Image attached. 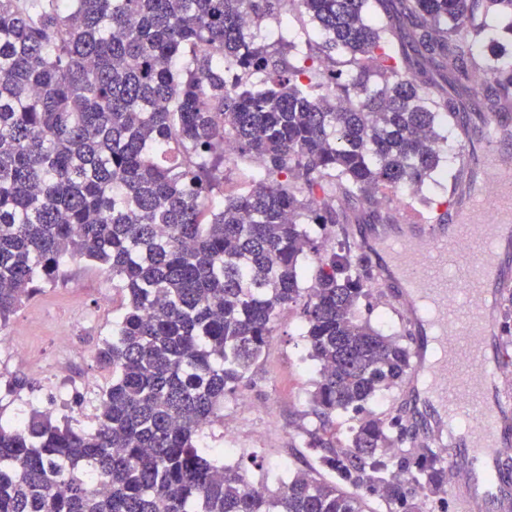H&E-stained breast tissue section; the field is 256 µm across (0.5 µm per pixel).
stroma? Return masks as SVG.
<instances>
[{"mask_svg": "<svg viewBox=\"0 0 512 512\" xmlns=\"http://www.w3.org/2000/svg\"><path fill=\"white\" fill-rule=\"evenodd\" d=\"M122 302L111 276L84 260L68 263L55 282L43 284L11 320L7 335L13 349L0 350V414L16 420L31 408H49L54 416L90 426L91 416L81 403L111 378L96 364L94 352L111 337ZM303 323L302 305L280 311L261 358L238 392L226 399L223 421L206 427L201 436L213 448L232 440L239 452L226 457V464L240 465L257 486L318 464L316 450L305 445V434L316 423L310 404L316 374ZM61 334L71 338L64 350L57 344ZM14 376L32 381L34 391L5 395V383Z\"/></svg>", "mask_w": 512, "mask_h": 512, "instance_id": "1", "label": "stroma"}]
</instances>
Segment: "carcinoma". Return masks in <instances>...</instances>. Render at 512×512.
I'll return each mask as SVG.
<instances>
[{"instance_id": "cac0c4a2", "label": "carcinoma", "mask_w": 512, "mask_h": 512, "mask_svg": "<svg viewBox=\"0 0 512 512\" xmlns=\"http://www.w3.org/2000/svg\"><path fill=\"white\" fill-rule=\"evenodd\" d=\"M384 2L0 0V333L74 260L126 294L96 350L112 380L91 426L0 419V512H366L358 488L417 512L408 485L444 486L432 449L414 467L383 454L406 429L366 405L406 380L412 351L359 316L362 256L313 248L310 225L340 223V198L422 191L478 70L489 107L512 104V0H399L415 61L369 16ZM290 11L319 39L246 28ZM434 68L450 88L426 93ZM229 142L260 166L226 192ZM300 300L318 365L306 445L350 490L315 468L257 488L199 441ZM349 412L343 449L327 426ZM88 470L105 489L75 476Z\"/></svg>"}]
</instances>
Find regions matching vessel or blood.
I'll return each instance as SVG.
<instances>
[{"label":"vessel or blood","mask_w":512,"mask_h":512,"mask_svg":"<svg viewBox=\"0 0 512 512\" xmlns=\"http://www.w3.org/2000/svg\"><path fill=\"white\" fill-rule=\"evenodd\" d=\"M467 179L448 208L421 222L395 210L350 222L414 340L408 419L447 449L448 494L465 512H512V401L502 397L512 349L498 341V293L512 286V141L504 114L462 124Z\"/></svg>","instance_id":"obj_1"}]
</instances>
